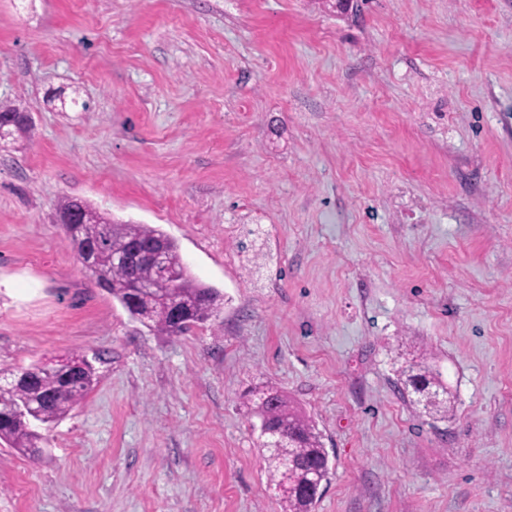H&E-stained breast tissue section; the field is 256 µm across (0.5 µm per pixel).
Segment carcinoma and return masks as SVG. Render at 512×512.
<instances>
[{
  "label": "carcinoma",
  "mask_w": 512,
  "mask_h": 512,
  "mask_svg": "<svg viewBox=\"0 0 512 512\" xmlns=\"http://www.w3.org/2000/svg\"><path fill=\"white\" fill-rule=\"evenodd\" d=\"M15 114L9 133L0 137V143L27 137L33 124L27 122L16 106L3 109ZM81 233L73 235L68 225H62L68 247L74 258H79L85 244L96 245L95 261L89 273L96 284L112 294L129 315L151 331L178 336L186 331L173 320L169 307L149 294L136 296L126 288L129 277L141 283L156 279V271L146 263L124 267L114 262L133 241H152L163 245L168 253L171 268L176 273L170 293L186 313L189 322L203 323L219 315L221 295L213 287L197 281L185 263L178 244L159 228L148 224L119 222L98 211L87 202L82 203ZM67 367L79 369V383L68 387L63 382L64 369L58 365H33L27 368L30 380L17 379L19 371L0 370V441L22 454H30L39 444L48 442L39 432L48 430L64 419L79 404L96 383L98 375L93 364L83 354L66 358ZM403 393L410 401L422 407L434 418H446L452 410V398L439 374L434 372L424 358L410 361L401 367ZM32 408L31 421L18 416L19 406ZM250 416L282 428L280 447L266 456L270 481L282 491L283 512H312L316 499L302 491L308 474L313 470H329V459L322 436L315 422L294 407L288 396L278 390H268L252 401Z\"/></svg>",
  "instance_id": "carcinoma-1"
}]
</instances>
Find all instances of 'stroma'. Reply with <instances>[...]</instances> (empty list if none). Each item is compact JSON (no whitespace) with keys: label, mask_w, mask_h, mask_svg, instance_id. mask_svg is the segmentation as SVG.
Instances as JSON below:
<instances>
[{"label":"stroma","mask_w":512,"mask_h":512,"mask_svg":"<svg viewBox=\"0 0 512 512\" xmlns=\"http://www.w3.org/2000/svg\"><path fill=\"white\" fill-rule=\"evenodd\" d=\"M0 368L101 355L0 512H282L244 395L323 435L313 512H512V0H0ZM159 227L216 319L133 320L58 198ZM454 396L420 413L419 353ZM1 113H13L16 115L15 122L13 125L9 127V133L6 136L0 137V143H3V147H5L8 142L11 140H15L16 137H27L32 133L33 124L27 122L21 113H25L24 110L20 109L16 106L5 107Z\"/></svg>","instance_id":"35a3bbf8"}]
</instances>
